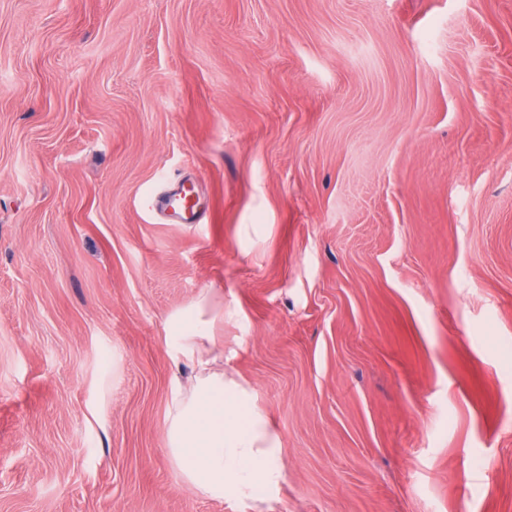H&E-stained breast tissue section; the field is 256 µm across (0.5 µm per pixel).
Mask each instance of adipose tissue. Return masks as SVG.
Wrapping results in <instances>:
<instances>
[{
	"label": "adipose tissue",
	"instance_id": "1",
	"mask_svg": "<svg viewBox=\"0 0 512 512\" xmlns=\"http://www.w3.org/2000/svg\"><path fill=\"white\" fill-rule=\"evenodd\" d=\"M209 295L165 323L170 359L189 368L175 383L166 413L167 448L187 483L211 499L256 501L285 478L282 442L249 389L226 377L224 350Z\"/></svg>",
	"mask_w": 512,
	"mask_h": 512
}]
</instances>
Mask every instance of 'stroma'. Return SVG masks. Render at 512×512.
I'll return each mask as SVG.
<instances>
[{
  "label": "stroma",
  "mask_w": 512,
  "mask_h": 512,
  "mask_svg": "<svg viewBox=\"0 0 512 512\" xmlns=\"http://www.w3.org/2000/svg\"><path fill=\"white\" fill-rule=\"evenodd\" d=\"M210 288L263 512H512V0H0V512H245L167 452ZM178 188H174L169 195L162 201L161 207L172 217L176 218L181 224H194L201 221L195 210V205H190L183 201L181 197L175 195Z\"/></svg>",
  "instance_id": "obj_1"
}]
</instances>
